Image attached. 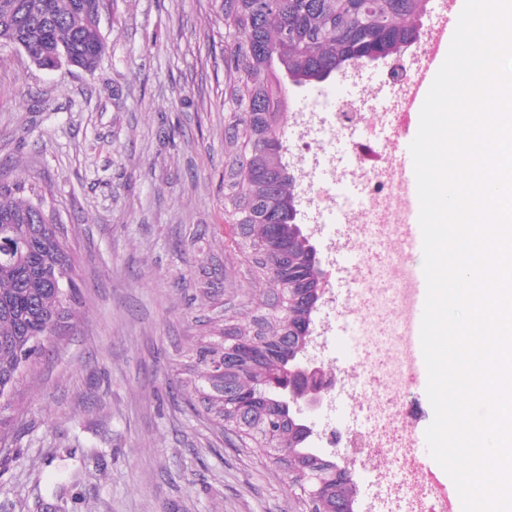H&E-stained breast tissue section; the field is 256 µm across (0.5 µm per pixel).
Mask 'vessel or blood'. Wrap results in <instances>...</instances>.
<instances>
[{"label": "vessel or blood", "mask_w": 512, "mask_h": 512, "mask_svg": "<svg viewBox=\"0 0 512 512\" xmlns=\"http://www.w3.org/2000/svg\"><path fill=\"white\" fill-rule=\"evenodd\" d=\"M458 20L454 0H437L430 17V41L418 57L415 77L407 90L398 94L392 111L397 118V135L391 144L390 159L394 180L404 208L396 223V238L409 257L423 252V236L419 225L420 203L409 146L417 134V108L425 100L433 74L442 63L441 53L448 47ZM412 296L403 319V335L409 355L410 376L419 387H426L427 369L423 357L420 329L426 298V281L418 266L409 269Z\"/></svg>", "instance_id": "vessel-or-blood-1"}]
</instances>
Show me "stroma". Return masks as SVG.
<instances>
[{
    "mask_svg": "<svg viewBox=\"0 0 512 512\" xmlns=\"http://www.w3.org/2000/svg\"><path fill=\"white\" fill-rule=\"evenodd\" d=\"M93 71L0 46V184L64 227L75 314L18 387L0 512H299L194 393L245 301L224 221L222 0H111Z\"/></svg>",
    "mask_w": 512,
    "mask_h": 512,
    "instance_id": "obj_1",
    "label": "stroma"
}]
</instances>
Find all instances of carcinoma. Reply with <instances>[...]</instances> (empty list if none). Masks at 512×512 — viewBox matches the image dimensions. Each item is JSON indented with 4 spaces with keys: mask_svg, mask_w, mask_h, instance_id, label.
<instances>
[{
    "mask_svg": "<svg viewBox=\"0 0 512 512\" xmlns=\"http://www.w3.org/2000/svg\"><path fill=\"white\" fill-rule=\"evenodd\" d=\"M258 0H224V48L231 110L224 163V214L235 225L236 245L249 278L240 287L265 284L260 311L248 321L224 319L222 342L196 350L197 388L234 445L268 459L288 475L302 512H348V487L339 465L311 446V430L279 396L306 342L313 293V244L301 235L295 181L281 162L282 80L319 86L355 60L380 55L418 30L426 0H276L269 10ZM105 0H0V45L22 42L35 54L69 53L92 70L104 52L94 18ZM25 186L0 185L2 221L17 220L27 234L22 265L0 257V407H7L24 372L20 356L36 336L56 335L72 316L73 276L68 286L53 280L51 264L69 257L62 227L35 204L18 198ZM241 341L258 356L212 373V364L232 355ZM315 476L302 482L306 474Z\"/></svg>",
    "mask_w": 512,
    "mask_h": 512,
    "instance_id": "1",
    "label": "carcinoma"
}]
</instances>
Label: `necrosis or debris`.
<instances>
[{"mask_svg": "<svg viewBox=\"0 0 512 512\" xmlns=\"http://www.w3.org/2000/svg\"><path fill=\"white\" fill-rule=\"evenodd\" d=\"M292 127L294 161L308 204L320 226L334 224L340 229L325 245L324 264L335 267L340 252L355 256L346 270V293L341 300L327 302L344 319L360 350L357 362L337 369L334 377L364 424L350 433H328L329 446L345 449V463L353 468L387 449H404L409 441L403 412L395 403L409 370L401 322L410 261L394 238L398 193L388 164L371 168L355 156L344 165L336 163L337 134L352 135L371 127L367 112L355 102L318 95L295 113ZM348 180L362 183L363 193H339V184ZM371 474L385 491L386 512H424L432 488L410 455L403 454L400 474L381 465Z\"/></svg>", "mask_w": 512, "mask_h": 512, "instance_id": "1", "label": "necrosis or debris"}]
</instances>
